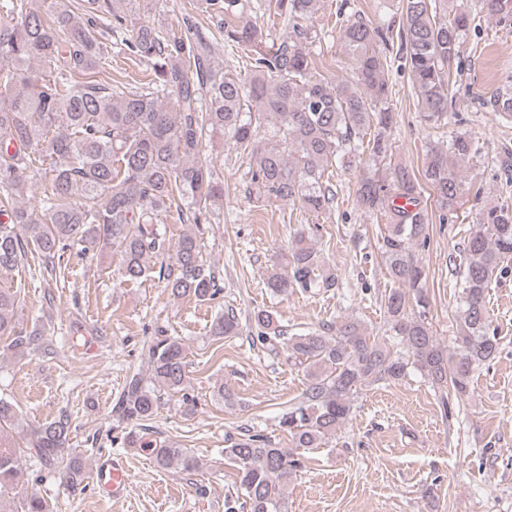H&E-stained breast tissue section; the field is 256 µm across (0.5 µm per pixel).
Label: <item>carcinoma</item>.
<instances>
[{
  "mask_svg": "<svg viewBox=\"0 0 512 512\" xmlns=\"http://www.w3.org/2000/svg\"><path fill=\"white\" fill-rule=\"evenodd\" d=\"M321 0H261L267 21H282L289 39L269 40L240 0H206L224 15V41L202 34L185 15L173 31L160 24H126L113 14L127 50L150 66L148 82L121 90L97 81L112 67V53L98 36L102 0H81L76 15L65 0H50L44 10L28 0H0V280L14 279L28 254H38L44 271L61 278L66 251L91 249L117 260L120 282L137 283L159 268L158 277L175 299L215 300L221 289L204 267L194 232L171 244L160 232L159 217L176 208L184 222L200 225L224 198V185L202 159L206 142L220 135L232 140L247 160L250 183L258 193L299 202L310 213L333 206L335 193L326 171L339 163L353 166L364 154L387 158L393 115L385 73L389 67L391 27L361 18L340 28L354 59L355 82L331 84L317 71L312 36L304 23ZM399 37L405 62L426 122L445 128L457 113L449 92L451 65L463 34L477 26L469 11L448 12V0H400ZM482 7L506 20L508 0H481ZM233 56L247 49L242 67L215 64L219 47ZM493 111L512 120V95L489 101ZM274 123L279 139L258 150L257 136ZM482 147L465 132H448L447 148L428 154L423 178L402 166L384 175L364 177L358 202L368 213L389 215L388 233L379 250L388 275L397 284L384 297L388 339H378L361 321L287 335L278 316L258 309L249 317L261 344L286 345L288 360L303 368L307 385L301 399L284 413L280 427L292 447L314 450L336 436L352 414L359 390L380 381L399 380L415 370L431 384L468 393L477 366L497 353L489 335L487 290L512 257V204L485 209L473 225L458 267L459 316L453 355L440 345L427 321L429 301L425 271L413 251L427 244L428 217L420 207L429 186L439 207L453 210L462 186L461 171ZM43 173L41 207L19 204L28 190L29 173ZM313 231L296 233L282 267L273 270L268 288L284 294L330 289L338 277L317 259ZM20 290L0 288V338L8 351H46L41 329L17 327ZM420 308L407 314L409 301ZM241 331L234 314L220 313L209 334L216 340ZM151 384L129 376L112 408L116 419L137 424L157 411L162 394L178 393L188 383L187 348L174 337L158 338L145 349ZM72 433L68 418L30 426L11 401L0 397V499L18 488L22 457L46 465L64 461ZM129 446L151 451L162 468L195 470L199 461L170 440H147L135 430ZM224 460L237 471L238 491L247 512H287L283 488L300 466L292 451L278 448L262 434L227 439ZM11 512H52L31 493L18 498Z\"/></svg>",
  "mask_w": 512,
  "mask_h": 512,
  "instance_id": "carcinoma-1",
  "label": "carcinoma"
}]
</instances>
